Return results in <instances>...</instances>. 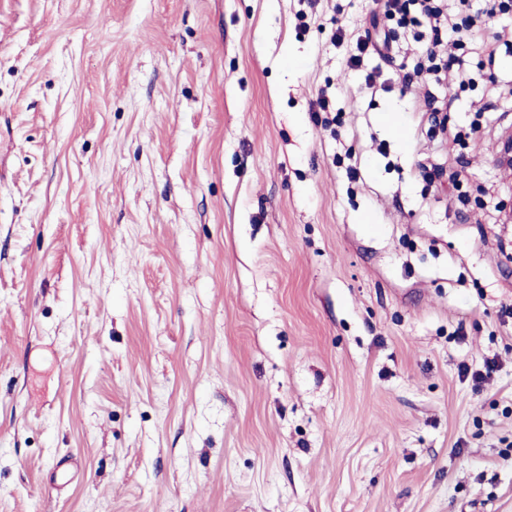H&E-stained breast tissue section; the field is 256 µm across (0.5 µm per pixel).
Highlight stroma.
<instances>
[{
    "label": "stroma",
    "instance_id": "stroma-1",
    "mask_svg": "<svg viewBox=\"0 0 512 512\" xmlns=\"http://www.w3.org/2000/svg\"><path fill=\"white\" fill-rule=\"evenodd\" d=\"M471 4L462 88L422 25L350 68L371 0H0V512H512V14Z\"/></svg>",
    "mask_w": 512,
    "mask_h": 512
}]
</instances>
